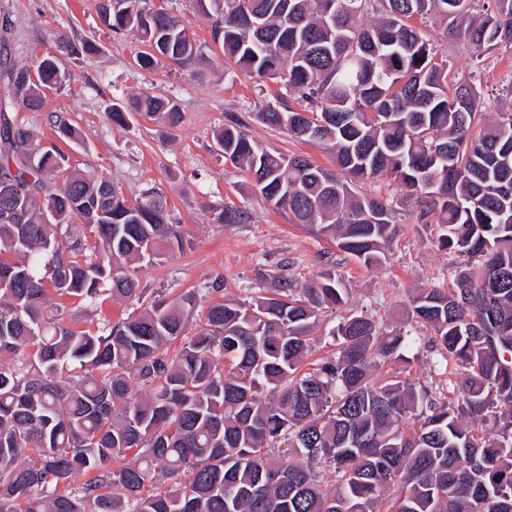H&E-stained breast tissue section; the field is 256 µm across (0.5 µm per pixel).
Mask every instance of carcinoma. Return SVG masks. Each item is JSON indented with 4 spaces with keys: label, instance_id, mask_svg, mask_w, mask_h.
Here are the masks:
<instances>
[{
    "label": "carcinoma",
    "instance_id": "obj_1",
    "mask_svg": "<svg viewBox=\"0 0 512 512\" xmlns=\"http://www.w3.org/2000/svg\"><path fill=\"white\" fill-rule=\"evenodd\" d=\"M198 3L224 63L297 104L256 118L335 164L265 147L232 118L215 144L254 192L368 268L384 262L405 203L454 254L448 287L410 299L428 347L457 371L451 397L371 378L403 361L411 333L347 307L330 268L300 285L279 272L249 300L224 295L217 277L193 334V290L95 330L47 310L51 293L135 297L143 264L183 244L159 192L131 202L95 169L57 185L66 155L16 118L69 81L61 57L95 50L59 37L32 67L0 56V186L14 197L0 215V512H512V107L490 118L475 77L450 76L446 52L415 24L449 26L475 58L509 51L512 0L478 16L472 0ZM100 18L137 33L142 69L185 67L197 53L154 0H103ZM127 108L182 122L173 100L150 93ZM52 123L62 141L78 139L64 117ZM381 179L398 196L359 192ZM326 308L345 311L336 348L308 368Z\"/></svg>",
    "mask_w": 512,
    "mask_h": 512
}]
</instances>
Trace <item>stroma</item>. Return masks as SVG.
<instances>
[{
	"mask_svg": "<svg viewBox=\"0 0 512 512\" xmlns=\"http://www.w3.org/2000/svg\"><path fill=\"white\" fill-rule=\"evenodd\" d=\"M166 6L183 19L201 48L189 68L169 62L151 70L137 68L134 58L142 43L132 32L115 36L101 22L100 0H0V14L12 20L7 49L17 63L33 64L59 34L90 40L97 47L93 55L62 59L69 83L47 92L42 110L18 109V119L37 141L48 143L56 138L51 115H64L79 133L78 141L60 144L70 168L103 170L132 200L149 188L159 189L168 199L172 222L181 225L184 235L182 248L139 271L141 300L105 296L91 304L51 295L66 325L76 330L117 322L138 312L140 302L161 293L172 298L191 288L198 291L196 313L201 316L209 303L206 288L215 277H223L228 296L246 299L272 287L273 272L283 267L297 283L315 278L328 269L336 251L309 227L290 223L287 211L251 194L246 174L225 163L213 135L237 117L244 121L246 134L282 153L307 150L326 167L330 157L256 119L261 106L283 107L276 84L259 85L226 69L224 53L213 44L210 21L196 0H166ZM425 30L446 51L453 72L477 77L485 96H497L512 80V51L496 50L475 59L461 42L446 36L442 25L429 24ZM140 92L173 99L183 114L181 126L169 131L136 115L126 125L113 124L106 115L108 106L125 104ZM227 207L245 211L247 221L218 223V213ZM450 260L448 252L434 246L431 226L418 223L416 211L406 206L381 266L366 268L350 261L337 271L353 308L400 326L411 321L413 289L447 286ZM419 340L420 347L407 352L400 371L415 384L447 392L448 375L438 355L429 351L427 335Z\"/></svg>",
	"mask_w": 512,
	"mask_h": 512,
	"instance_id": "35a3bbf8",
	"label": "stroma"
}]
</instances>
